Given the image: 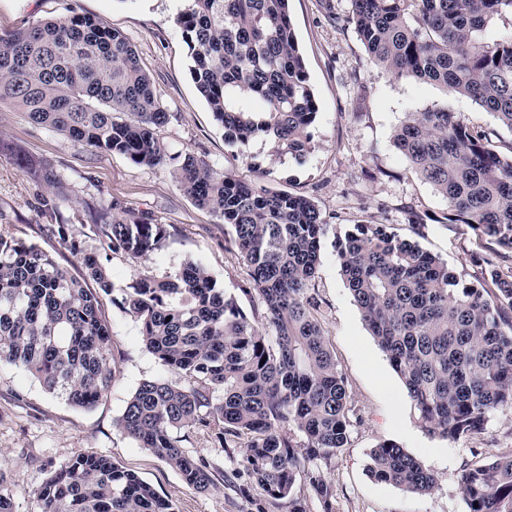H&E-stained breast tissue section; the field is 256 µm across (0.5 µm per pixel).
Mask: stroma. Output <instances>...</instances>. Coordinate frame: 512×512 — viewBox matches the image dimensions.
<instances>
[{"instance_id":"35a3bbf8","label":"stroma","mask_w":512,"mask_h":512,"mask_svg":"<svg viewBox=\"0 0 512 512\" xmlns=\"http://www.w3.org/2000/svg\"><path fill=\"white\" fill-rule=\"evenodd\" d=\"M290 17L309 83L319 106L311 128L310 152L300 160H273L272 142L229 145L190 75V57L176 23L185 0H0V34L65 15L101 18L121 31L136 49L159 101L170 114L160 135L171 151L192 153L214 169L245 181L261 180L278 191L304 195L321 209L328 224L322 262L315 279L321 325L343 373L359 417L348 445L318 460L331 486L332 512H466L459 484L464 464L484 463L512 448V405L494 411L484 430L456 440L429 435L419 424L402 379L367 329L337 261L339 236L356 224H385L401 238L447 262L473 280L484 270L481 257L495 243L483 228L443 223L446 202L418 178L393 144L407 113L445 108L469 126L489 134L501 150L512 148V132L493 114L439 85L397 78L373 66L354 27L333 24L330 13L347 14L350 0H290ZM0 141L49 163L64 194L53 211L42 200L47 184L0 158V235L54 252L71 275L82 276V253L97 251L102 228L88 208L118 204L164 225L161 249L134 259L117 253L109 262L115 287L140 274L163 275L187 261L207 269L246 315L261 312L256 295L242 293L249 269L226 245L231 225L197 207L179 188L173 168L140 166L115 153L85 151L66 135L28 122L12 105H0ZM422 223H413V215ZM67 224L82 252L61 246L54 225ZM117 369L112 393L90 410L69 405L46 391L25 371L0 368V472L7 477L19 512H38L31 491L51 468L80 454L112 458L151 484L175 512H285L249 482L244 451L220 449L191 436L192 454L206 457L216 483L200 491L122 433L116 421L139 383L177 382L145 348L139 325L119 302L104 297ZM391 441L420 459L435 477L425 494L374 480L368 472L373 448Z\"/></svg>"}]
</instances>
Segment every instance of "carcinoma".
<instances>
[{
	"instance_id": "obj_1",
	"label": "carcinoma",
	"mask_w": 512,
	"mask_h": 512,
	"mask_svg": "<svg viewBox=\"0 0 512 512\" xmlns=\"http://www.w3.org/2000/svg\"><path fill=\"white\" fill-rule=\"evenodd\" d=\"M505 13L512 14V0H352L351 14L336 22L354 26L376 68L441 85L512 131V35L487 36ZM177 24L191 77L224 140L246 147L270 139L277 155L305 157L318 104L289 0H189ZM2 100L86 151L121 154L136 165L175 162L184 194L234 228L231 246L249 268L242 291L261 299V317L248 318L193 261L120 289L147 350L181 382H140L119 430L198 490L214 486L210 463L186 450L183 431L218 448H242L252 482L267 497L305 512L293 495L303 474L331 512V487L314 461L347 445L353 408L313 295L327 232L315 202L244 182L190 153L172 157L160 137L170 114L149 74L128 39L95 16L1 36ZM393 144L446 200L445 220L477 224L499 246L476 283L384 224L353 225L337 250L353 300L421 426L456 440L512 404V266L499 263L512 253V153L439 108L408 113ZM13 159L57 182L49 164ZM88 217L108 228L101 252L83 258L94 288L39 246L0 234V367L24 369L82 409L107 398L116 376L102 303L115 291L109 253L142 257L167 236L145 215L105 204ZM369 472L413 494L435 485L431 470L390 441L372 450ZM460 490L467 512H512V449L467 467ZM31 494L39 512H174L155 488L103 455L69 460ZM0 512H17L1 473Z\"/></svg>"
}]
</instances>
